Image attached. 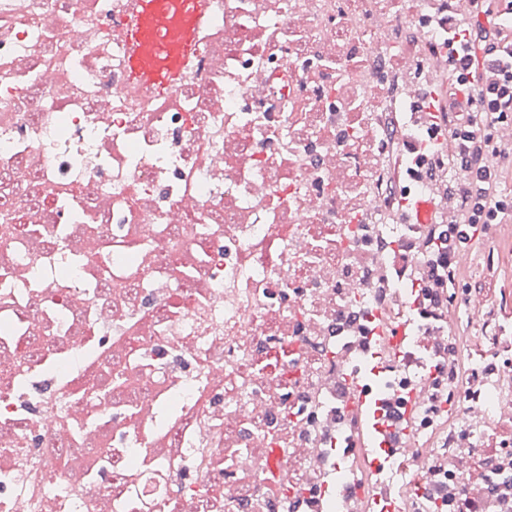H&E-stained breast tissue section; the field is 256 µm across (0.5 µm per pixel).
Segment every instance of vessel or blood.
<instances>
[{"mask_svg":"<svg viewBox=\"0 0 512 512\" xmlns=\"http://www.w3.org/2000/svg\"><path fill=\"white\" fill-rule=\"evenodd\" d=\"M208 0H136L124 29L130 79L166 94L196 54V30Z\"/></svg>","mask_w":512,"mask_h":512,"instance_id":"b4317fda","label":"vessel or blood"}]
</instances>
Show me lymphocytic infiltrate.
Wrapping results in <instances>:
<instances>
[{"mask_svg": "<svg viewBox=\"0 0 512 512\" xmlns=\"http://www.w3.org/2000/svg\"><path fill=\"white\" fill-rule=\"evenodd\" d=\"M511 13L512 0H468L466 13L449 10L443 19L448 70L430 102L424 137L411 140L399 117L385 119L390 145L378 164L388 182L401 184L422 172L441 186L455 169L468 174L455 186L458 205L452 214L414 225L401 245L420 261L397 274L416 288L427 316L439 324L448 321L450 285L470 292L469 280L451 262L459 245L489 238L491 226L512 223V196L503 190L512 174V143L498 135L512 123V27L503 22ZM451 473L448 460L435 465V482L426 492L428 512H486L489 500L506 497L480 482L457 491Z\"/></svg>", "mask_w": 512, "mask_h": 512, "instance_id": "f902f5d3", "label": "lymphocytic infiltrate"}]
</instances>
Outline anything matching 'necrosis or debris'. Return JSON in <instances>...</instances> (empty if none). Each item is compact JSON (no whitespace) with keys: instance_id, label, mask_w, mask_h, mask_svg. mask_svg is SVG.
<instances>
[{"instance_id":"1","label":"necrosis or debris","mask_w":512,"mask_h":512,"mask_svg":"<svg viewBox=\"0 0 512 512\" xmlns=\"http://www.w3.org/2000/svg\"><path fill=\"white\" fill-rule=\"evenodd\" d=\"M442 0H210L198 56L163 96L130 81L134 0H0V512H337L359 488L335 454L369 438L341 379L378 392L432 379L416 346L452 328L408 319L405 358L372 363L350 320L396 318L402 259L377 159L389 64L443 33ZM73 195L46 212L48 199ZM39 231L15 234L17 199ZM67 225L58 237L59 225ZM108 349L97 361L89 340ZM133 388L105 393L112 357ZM512 323L482 334L480 388L436 437L423 408L409 455L377 470L411 490L457 454L462 487H512L486 442L512 432ZM409 196L406 194H403L389 209L383 214H371L369 215L366 220L363 222V228H362V236L364 237V241L366 244H372L373 237L378 236L379 226L380 224L387 223V220L391 216L392 213H394L396 210H398L400 207L407 205L410 208H412V200L408 198ZM403 202L405 204H403Z\"/></svg>"}]
</instances>
